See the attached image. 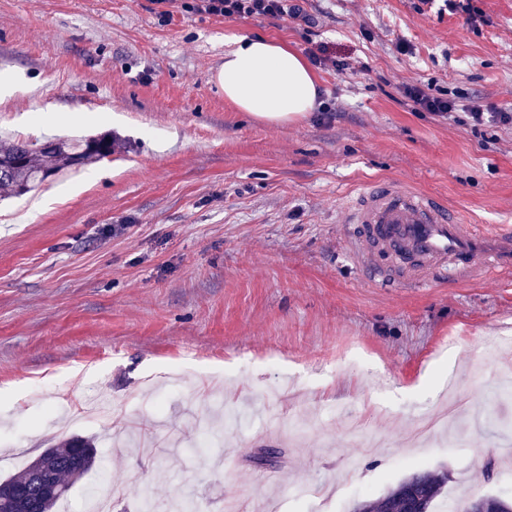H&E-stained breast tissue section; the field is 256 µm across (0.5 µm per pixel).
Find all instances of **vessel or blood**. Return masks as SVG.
<instances>
[{
  "instance_id": "vessel-or-blood-1",
  "label": "vessel or blood",
  "mask_w": 512,
  "mask_h": 512,
  "mask_svg": "<svg viewBox=\"0 0 512 512\" xmlns=\"http://www.w3.org/2000/svg\"><path fill=\"white\" fill-rule=\"evenodd\" d=\"M347 254L374 286L420 288L453 277L512 276V231L488 230L395 179L360 191L341 208Z\"/></svg>"
}]
</instances>
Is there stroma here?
<instances>
[{
  "label": "stroma",
  "mask_w": 512,
  "mask_h": 512,
  "mask_svg": "<svg viewBox=\"0 0 512 512\" xmlns=\"http://www.w3.org/2000/svg\"><path fill=\"white\" fill-rule=\"evenodd\" d=\"M197 0H0V137L112 135L110 158L0 196V469L96 437L70 492L141 512H350L418 471H442L434 512L512 496V279L378 288L345 255L337 207L393 177L467 220L512 226V128L411 112L376 85L436 82L512 111V0L488 19L418 0H305L350 67L316 69L320 110L274 126L212 77L224 40L307 45L289 20L221 17ZM121 233H113V226ZM463 337L447 347L449 337ZM101 398L107 415L67 413ZM462 402L472 421L407 437ZM221 424L201 446L197 426ZM278 452L276 481L251 458Z\"/></svg>",
  "instance_id": "stroma-1"
}]
</instances>
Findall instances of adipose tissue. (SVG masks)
<instances>
[{
	"instance_id": "adipose-tissue-1",
	"label": "adipose tissue",
	"mask_w": 512,
	"mask_h": 512,
	"mask_svg": "<svg viewBox=\"0 0 512 512\" xmlns=\"http://www.w3.org/2000/svg\"><path fill=\"white\" fill-rule=\"evenodd\" d=\"M213 81L236 111L274 125L303 118L319 95L306 61L286 43L259 35L228 39Z\"/></svg>"
}]
</instances>
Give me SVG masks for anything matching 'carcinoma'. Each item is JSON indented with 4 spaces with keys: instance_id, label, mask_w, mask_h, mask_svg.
Returning <instances> with one entry per match:
<instances>
[{
    "instance_id": "cac0c4a2",
    "label": "carcinoma",
    "mask_w": 512,
    "mask_h": 512,
    "mask_svg": "<svg viewBox=\"0 0 512 512\" xmlns=\"http://www.w3.org/2000/svg\"><path fill=\"white\" fill-rule=\"evenodd\" d=\"M112 155V139L87 136L46 143L25 140L0 142V189L23 196L61 172ZM96 439L64 438L32 458L14 475L0 480V512H55L72 486L96 464ZM448 475L419 471L375 498L357 501L352 512H432L444 494ZM461 512H512V498L488 494L466 503Z\"/></svg>"
}]
</instances>
